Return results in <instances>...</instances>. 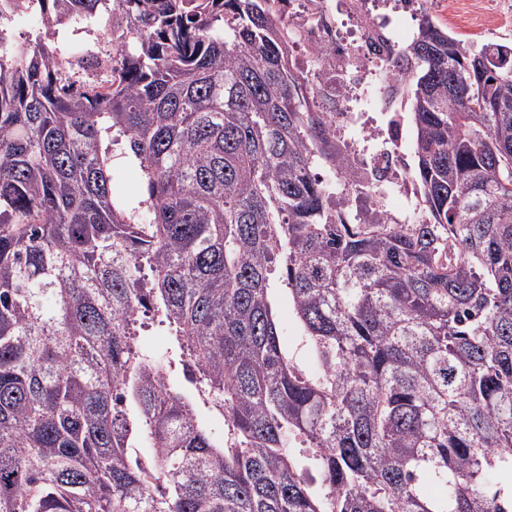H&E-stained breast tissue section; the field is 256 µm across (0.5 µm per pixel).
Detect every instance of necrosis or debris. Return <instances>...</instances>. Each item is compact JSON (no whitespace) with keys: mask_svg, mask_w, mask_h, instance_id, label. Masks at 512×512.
<instances>
[{"mask_svg":"<svg viewBox=\"0 0 512 512\" xmlns=\"http://www.w3.org/2000/svg\"><path fill=\"white\" fill-rule=\"evenodd\" d=\"M450 27L491 36L512 24V0H444ZM280 17L299 39L292 63L315 76L319 98L335 103L332 126L349 171L381 181L389 217L413 223L419 192L409 172L404 115L382 94L394 84L388 58L409 42L420 0H281Z\"/></svg>","mask_w":512,"mask_h":512,"instance_id":"1","label":"necrosis or debris"}]
</instances>
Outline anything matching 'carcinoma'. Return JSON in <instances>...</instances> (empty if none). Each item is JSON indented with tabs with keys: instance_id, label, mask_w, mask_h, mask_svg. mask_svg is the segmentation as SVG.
I'll return each mask as SVG.
<instances>
[{
	"instance_id": "cac0c4a2",
	"label": "carcinoma",
	"mask_w": 512,
	"mask_h": 512,
	"mask_svg": "<svg viewBox=\"0 0 512 512\" xmlns=\"http://www.w3.org/2000/svg\"><path fill=\"white\" fill-rule=\"evenodd\" d=\"M391 66L413 224L276 0H0V512H509L512 43L425 12ZM273 296L276 317L286 346L295 351L299 363L305 367H310V355L308 350L300 345L297 321L288 301L287 293L283 290H274Z\"/></svg>"
}]
</instances>
